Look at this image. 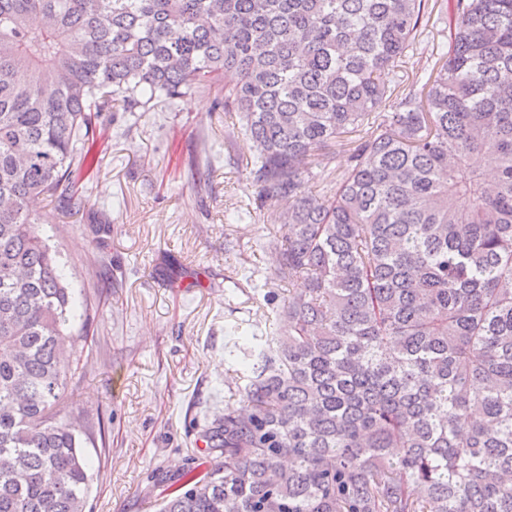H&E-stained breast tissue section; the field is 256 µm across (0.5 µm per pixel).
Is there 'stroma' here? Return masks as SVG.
I'll return each instance as SVG.
<instances>
[{"instance_id":"obj_1","label":"stroma","mask_w":512,"mask_h":512,"mask_svg":"<svg viewBox=\"0 0 512 512\" xmlns=\"http://www.w3.org/2000/svg\"><path fill=\"white\" fill-rule=\"evenodd\" d=\"M447 24L426 30L399 70L433 61ZM194 90L142 112L98 118L100 162L80 209L33 204L38 224L87 308L73 419L94 464L87 512H157L147 477L193 454L194 429L232 406L225 348L234 329H263V295L280 290L268 245L284 202L257 205L252 150Z\"/></svg>"}]
</instances>
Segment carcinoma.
I'll list each match as a JSON object with an SVG mask.
<instances>
[{
  "label": "carcinoma",
  "instance_id": "1",
  "mask_svg": "<svg viewBox=\"0 0 512 512\" xmlns=\"http://www.w3.org/2000/svg\"><path fill=\"white\" fill-rule=\"evenodd\" d=\"M444 2L0 0V512H86L93 480L31 203L97 165L98 113L216 86L305 287L228 347L239 406L198 431L205 470L152 471L159 512H512V0H451L430 71L381 80ZM316 163H320V166H314L315 172L326 166V173L331 172L334 177L346 167L347 156L338 144H332L319 153Z\"/></svg>",
  "mask_w": 512,
  "mask_h": 512
}]
</instances>
